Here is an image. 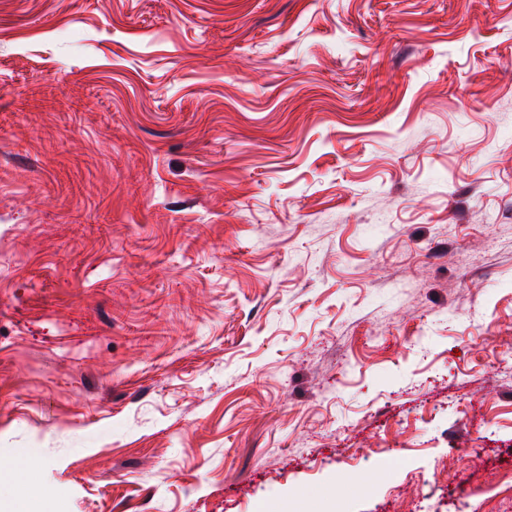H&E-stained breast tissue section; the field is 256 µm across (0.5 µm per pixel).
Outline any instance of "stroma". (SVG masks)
<instances>
[{
  "label": "stroma",
  "instance_id": "35a3bbf8",
  "mask_svg": "<svg viewBox=\"0 0 512 512\" xmlns=\"http://www.w3.org/2000/svg\"><path fill=\"white\" fill-rule=\"evenodd\" d=\"M512 0H0V512H512Z\"/></svg>",
  "mask_w": 512,
  "mask_h": 512
}]
</instances>
